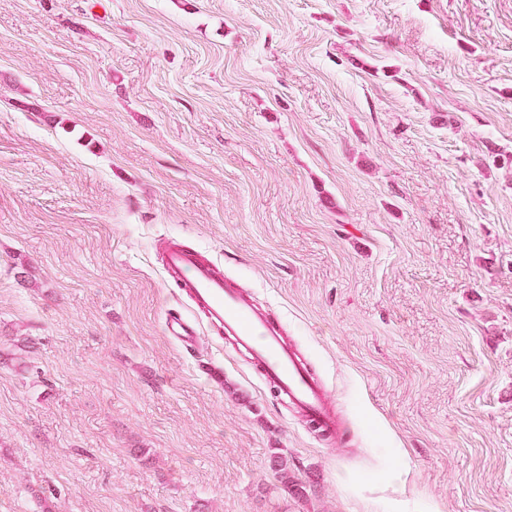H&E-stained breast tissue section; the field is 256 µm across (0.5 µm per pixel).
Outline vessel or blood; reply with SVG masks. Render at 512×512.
<instances>
[{
    "mask_svg": "<svg viewBox=\"0 0 512 512\" xmlns=\"http://www.w3.org/2000/svg\"><path fill=\"white\" fill-rule=\"evenodd\" d=\"M165 267L184 288L194 308L223 329L233 344L249 352L263 381L275 389L283 403L299 408L323 430H334L336 417L324 386L288 346L277 320L258 310L250 293L190 250L169 249ZM166 330L172 339L187 346L197 340L196 323L191 319H170Z\"/></svg>",
    "mask_w": 512,
    "mask_h": 512,
    "instance_id": "vessel-or-blood-1",
    "label": "vessel or blood"
}]
</instances>
